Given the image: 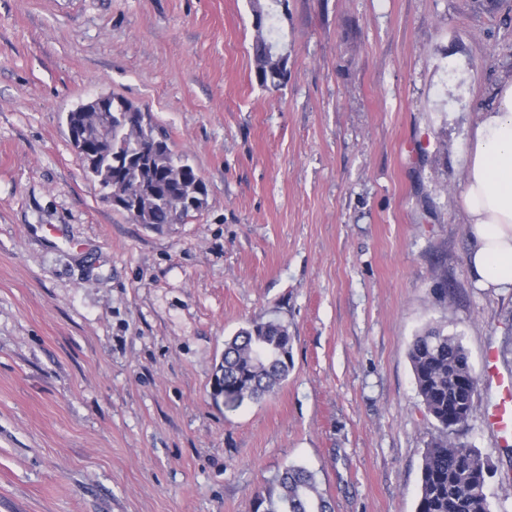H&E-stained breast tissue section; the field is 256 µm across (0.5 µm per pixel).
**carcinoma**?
Returning <instances> with one entry per match:
<instances>
[{
    "mask_svg": "<svg viewBox=\"0 0 512 512\" xmlns=\"http://www.w3.org/2000/svg\"><path fill=\"white\" fill-rule=\"evenodd\" d=\"M251 0L256 36L252 44L255 76L260 86L278 90L288 81V57L278 51L276 6ZM108 112L99 118L105 154L92 175L100 185L115 178L113 158H136V167L149 181L148 202L137 213L139 224H183L207 206L206 184L187 158L170 148L153 123L138 136H123L122 117L141 108L130 100L105 95ZM288 328L279 322L253 323L224 342V360L215 375L213 395L224 407L236 409L246 400L260 401L275 391L289 371ZM418 393L439 434L423 456L416 512H493L485 491L488 467L478 449L448 439L471 412L472 392L478 388L469 356L461 342L441 325L416 337L409 348ZM262 512H328L312 472L288 467L272 485L255 496Z\"/></svg>",
    "mask_w": 512,
    "mask_h": 512,
    "instance_id": "obj_1",
    "label": "carcinoma"
}]
</instances>
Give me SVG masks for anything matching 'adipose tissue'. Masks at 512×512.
Here are the masks:
<instances>
[{
  "instance_id": "obj_1",
  "label": "adipose tissue",
  "mask_w": 512,
  "mask_h": 512,
  "mask_svg": "<svg viewBox=\"0 0 512 512\" xmlns=\"http://www.w3.org/2000/svg\"><path fill=\"white\" fill-rule=\"evenodd\" d=\"M474 245L468 263L486 288H512V82L473 130L462 189Z\"/></svg>"
}]
</instances>
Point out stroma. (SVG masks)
Returning <instances> with one entry per match:
<instances>
[{"label": "stroma", "mask_w": 512, "mask_h": 512, "mask_svg": "<svg viewBox=\"0 0 512 512\" xmlns=\"http://www.w3.org/2000/svg\"><path fill=\"white\" fill-rule=\"evenodd\" d=\"M286 86L255 79L250 0H0V512H254L285 467L334 512H416L437 428L408 351L447 326L512 376V289L480 287L470 130L512 80V0H287ZM124 97L208 187L133 221L65 118ZM279 322L292 368L231 410L224 341ZM479 384L459 442L512 512V437Z\"/></svg>", "instance_id": "stroma-1"}]
</instances>
